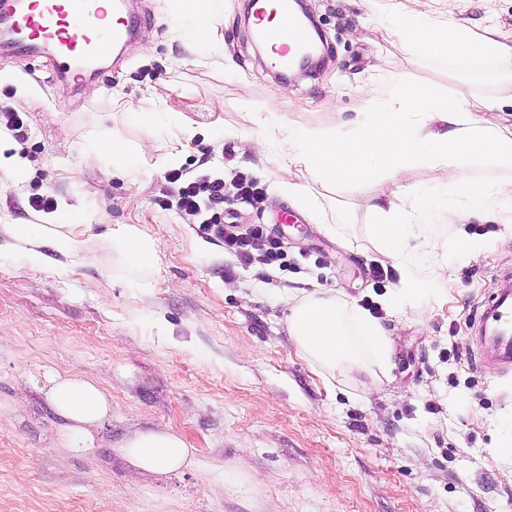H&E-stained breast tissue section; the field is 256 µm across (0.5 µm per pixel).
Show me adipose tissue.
<instances>
[{
    "mask_svg": "<svg viewBox=\"0 0 512 512\" xmlns=\"http://www.w3.org/2000/svg\"><path fill=\"white\" fill-rule=\"evenodd\" d=\"M170 3L177 19L190 21L195 47L207 48L217 42V23L205 0ZM384 20L389 37L414 56L465 52L477 59L500 61L506 76L503 87L512 90V45L502 42L497 31L477 32L453 20L423 14L390 12ZM361 99L363 109L352 128L289 124L288 135L280 143L284 175L279 186L298 205L311 208L315 201L306 186L291 180L295 169L326 182H356L380 171L396 180L418 160L434 164L442 179L455 187L456 201L436 194L411 195L397 186L389 193V209L371 230L381 254L414 268L424 267L427 256L410 252L409 243L414 238L430 239L432 224H456L464 217L491 212L512 216V125L499 121L496 98L482 99L474 109L463 97L413 87L406 74L392 73L364 86ZM434 113L452 125L450 135L429 131ZM474 160L488 163L496 172L495 180L463 177V167ZM288 330L300 350L331 374L357 373L366 370L369 361L382 364L388 359V342L380 323L333 294L314 292L293 304ZM50 398L71 422L61 436V446L76 454L90 453L94 446L90 428L107 416L111 408L108 393L89 377L58 375L52 381ZM120 453L133 468L147 473L181 469L191 464L193 456L178 434L165 430L132 435Z\"/></svg>",
    "mask_w": 512,
    "mask_h": 512,
    "instance_id": "1",
    "label": "adipose tissue"
}]
</instances>
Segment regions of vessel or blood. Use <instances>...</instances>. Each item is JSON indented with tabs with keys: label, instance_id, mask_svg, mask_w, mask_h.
Wrapping results in <instances>:
<instances>
[{
	"label": "vessel or blood",
	"instance_id": "obj_1",
	"mask_svg": "<svg viewBox=\"0 0 512 512\" xmlns=\"http://www.w3.org/2000/svg\"><path fill=\"white\" fill-rule=\"evenodd\" d=\"M272 9L258 8L257 21L267 13L279 16V27L264 31L272 44L271 61L286 69L309 34L288 0H272ZM124 0H22L10 14V28L19 52L38 50L53 77H69L75 85L86 80L76 65L80 58H102L116 46L129 42L134 28L123 15ZM479 336L473 352L475 366L495 362L512 366V287L494 289L488 304L473 320Z\"/></svg>",
	"mask_w": 512,
	"mask_h": 512
}]
</instances>
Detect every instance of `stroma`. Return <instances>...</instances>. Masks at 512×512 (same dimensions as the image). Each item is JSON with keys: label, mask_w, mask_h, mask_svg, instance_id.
Returning <instances> with one entry per match:
<instances>
[{"label": "stroma", "mask_w": 512, "mask_h": 512, "mask_svg": "<svg viewBox=\"0 0 512 512\" xmlns=\"http://www.w3.org/2000/svg\"><path fill=\"white\" fill-rule=\"evenodd\" d=\"M129 2L143 33L107 82L78 90L39 60L0 52V106L27 130L22 142L0 133V225L32 229L24 241L0 234V512H512V459L489 455L512 442V368L471 360L473 316L512 269L503 224L490 215L434 225L421 273L429 293L387 306L408 270L371 239L388 205L384 174L336 185L294 173L311 212L280 190L277 151L240 149L244 135L284 139L292 122L349 123L359 88L380 71L497 96L511 126L512 94L499 91L495 68L415 58L369 0H305L328 56L285 84L253 43L247 0H212L222 42L201 53L168 0ZM387 3L512 33V0ZM132 106L157 123L133 121ZM114 139L126 152L120 170L100 148ZM177 170L223 178L225 212L279 232L288 270L240 263L197 217L162 209ZM242 175L260 183L261 200L239 199ZM35 193L54 199L57 220L29 207ZM282 207L298 210L300 230L277 228ZM128 224L154 243L153 266L130 265L116 245ZM461 234L479 242L474 256L455 251ZM62 236L71 250L58 247ZM375 265L390 274L384 287L368 276ZM316 290L378 306L387 363L332 376L300 351L283 298ZM55 374L88 376L112 398L91 453L60 445L67 420L47 398ZM147 429L180 435L195 465L133 471L118 446Z\"/></svg>", "instance_id": "stroma-1"}]
</instances>
